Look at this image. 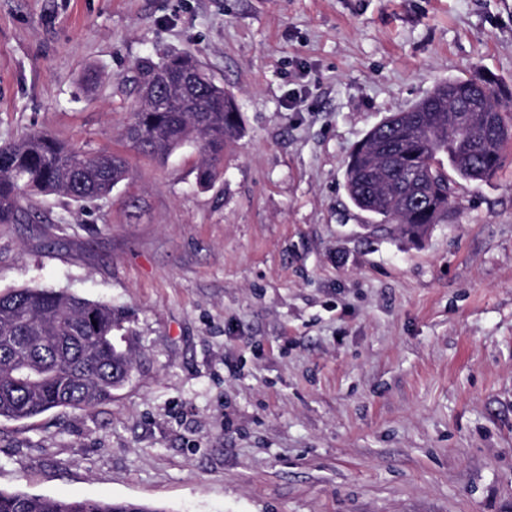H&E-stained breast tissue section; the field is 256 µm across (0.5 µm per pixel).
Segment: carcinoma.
Wrapping results in <instances>:
<instances>
[{
    "instance_id": "cac0c4a2",
    "label": "carcinoma",
    "mask_w": 512,
    "mask_h": 512,
    "mask_svg": "<svg viewBox=\"0 0 512 512\" xmlns=\"http://www.w3.org/2000/svg\"><path fill=\"white\" fill-rule=\"evenodd\" d=\"M189 78L186 102L174 109L137 103L121 129L131 148L161 159L186 144L198 149L197 181L206 185L217 173L224 147L240 137V115L233 97L216 84L190 52L166 53L160 61L137 65L136 92L155 77ZM476 87L469 79L452 81L455 100L471 102L480 125L448 130L436 115L450 102L437 89L408 108L400 123L369 131L346 162L345 186L352 203L381 224L399 225L398 233L421 238L448 217L454 198L453 177L483 182L495 175L505 145L512 140L505 101L512 93L493 80ZM415 173L423 198L403 209L376 204L394 195L403 178ZM130 170L116 153L92 155L48 132L0 146V224H14L26 209L23 201L60 194L75 201L102 197ZM123 318L112 306L46 288H17L0 295V419L21 421L56 408L87 410L112 400L130 383L135 357L114 343ZM0 512H165L145 504L112 500L59 499L0 490Z\"/></svg>"
}]
</instances>
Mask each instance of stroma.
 I'll list each match as a JSON object with an SVG mask.
<instances>
[{"mask_svg":"<svg viewBox=\"0 0 512 512\" xmlns=\"http://www.w3.org/2000/svg\"><path fill=\"white\" fill-rule=\"evenodd\" d=\"M193 52L238 104L214 183L119 132L137 63ZM512 89V0H0V146L126 156L108 196L0 224V294L126 315L112 402L0 420V489L163 512H512V143L417 241L345 189L439 82Z\"/></svg>","mask_w":512,"mask_h":512,"instance_id":"35a3bbf8","label":"stroma"}]
</instances>
